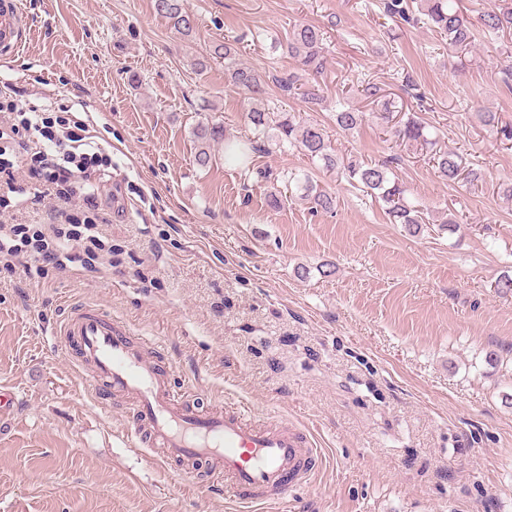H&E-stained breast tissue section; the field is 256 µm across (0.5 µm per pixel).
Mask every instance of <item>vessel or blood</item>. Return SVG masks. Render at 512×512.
<instances>
[{
	"label": "vessel or blood",
	"instance_id": "b4317fda",
	"mask_svg": "<svg viewBox=\"0 0 512 512\" xmlns=\"http://www.w3.org/2000/svg\"><path fill=\"white\" fill-rule=\"evenodd\" d=\"M30 20L19 0H0V61L18 57ZM79 353L76 367L96 397L129 401L136 443L161 468L194 479L206 469L210 487L224 490L244 512H270L304 484L321 457L313 433L288 420L256 416L241 405H201L177 391L155 339L100 309L68 311L60 329Z\"/></svg>",
	"mask_w": 512,
	"mask_h": 512
}]
</instances>
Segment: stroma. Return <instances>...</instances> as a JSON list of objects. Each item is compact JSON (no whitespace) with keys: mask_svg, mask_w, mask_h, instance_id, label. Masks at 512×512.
<instances>
[{"mask_svg":"<svg viewBox=\"0 0 512 512\" xmlns=\"http://www.w3.org/2000/svg\"><path fill=\"white\" fill-rule=\"evenodd\" d=\"M34 35L23 66L0 65L23 105L83 102L81 117L112 156L101 187L111 261L50 271L33 287L0 279V512H237L223 492L164 475L131 447L128 403L93 396L56 330L67 307H99L154 336L173 379L204 403L239 401L309 428L323 457L283 512H512V125L501 65L512 33L448 48L425 16L390 18L384 0H189L193 37L152 0H25ZM299 24L326 30L321 105L268 84L263 104L324 126L361 161L396 155V176L427 211L409 235L381 202L295 151L252 153L248 168L194 161L207 119L241 139L248 96L230 86L213 41L241 63L294 70L279 43ZM206 68H196L198 58ZM372 82L411 107L439 144L478 168L442 181L416 143L398 144L365 99ZM366 114L337 132V102ZM337 197L332 213L299 199L270 209L287 171ZM455 232L443 230L448 214ZM499 356L488 363L489 353Z\"/></svg>","mask_w":512,"mask_h":512,"instance_id":"stroma-1","label":"stroma"}]
</instances>
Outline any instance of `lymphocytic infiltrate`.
Wrapping results in <instances>:
<instances>
[{
	"label": "lymphocytic infiltrate",
	"mask_w": 512,
	"mask_h": 512,
	"mask_svg": "<svg viewBox=\"0 0 512 512\" xmlns=\"http://www.w3.org/2000/svg\"><path fill=\"white\" fill-rule=\"evenodd\" d=\"M50 119L24 107L10 84L0 85V210L21 212L33 199L53 203L54 224H0V267L22 268L31 284L53 270L87 267L112 252L98 184L112 158L96 143L88 123L71 106L58 105ZM26 179H19V172Z\"/></svg>",
	"instance_id": "lymphocytic-infiltrate-1"
}]
</instances>
